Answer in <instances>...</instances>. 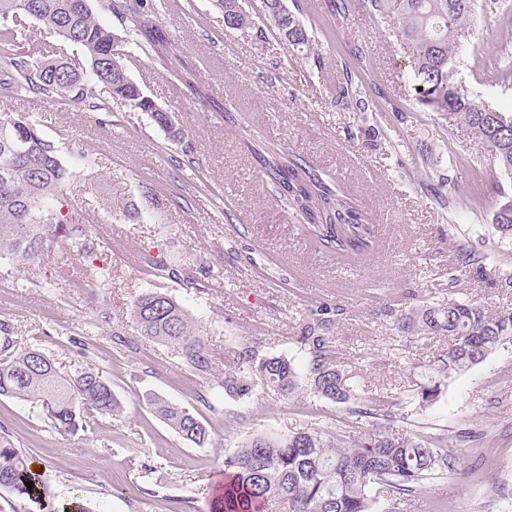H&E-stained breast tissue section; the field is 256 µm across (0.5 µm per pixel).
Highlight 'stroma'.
I'll return each mask as SVG.
<instances>
[{"instance_id": "obj_1", "label": "stroma", "mask_w": 512, "mask_h": 512, "mask_svg": "<svg viewBox=\"0 0 512 512\" xmlns=\"http://www.w3.org/2000/svg\"><path fill=\"white\" fill-rule=\"evenodd\" d=\"M345 2L286 0L311 36V58L269 26L262 0H245L252 26L243 31L227 28L211 0L166 10L168 45L134 51L127 68L171 113L177 140L143 113L97 110L72 92L0 95V115L28 116L54 145L69 172L62 213L87 226L94 265L109 271L70 274L53 252L28 270L1 261L0 330L43 349L61 375L98 371L123 408L63 435L40 404L0 397V436L43 480L30 512H60L75 496L107 512H211L225 455L248 439L371 432L370 419L310 392L280 396L257 373L259 358L298 355L295 340L322 307L342 308L336 350L358 363L371 394L413 389L447 350L444 336L404 343L389 305L405 289L418 304L447 300L458 241L482 249L512 179L495 171L483 140L418 104L395 20ZM459 45L458 87L511 111L501 69L512 62V14L477 7ZM343 75L368 111L334 102L329 89ZM256 145L287 150L343 187L373 222L375 251L340 256L306 232L272 193ZM115 203L134 205L137 219H113ZM159 264L178 278L158 276ZM149 289L199 321L215 358L208 378L140 336L130 309ZM228 372L252 383L249 398L224 392ZM151 393L205 421L210 443L179 437L147 405ZM400 427L447 438L457 457L456 472L428 481L409 512H512V339ZM464 429L472 438L459 439Z\"/></svg>"}]
</instances>
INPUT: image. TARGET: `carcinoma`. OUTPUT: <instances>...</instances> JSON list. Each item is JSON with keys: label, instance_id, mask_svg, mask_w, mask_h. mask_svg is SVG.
Returning a JSON list of instances; mask_svg holds the SVG:
<instances>
[{"label": "carcinoma", "instance_id": "1", "mask_svg": "<svg viewBox=\"0 0 512 512\" xmlns=\"http://www.w3.org/2000/svg\"><path fill=\"white\" fill-rule=\"evenodd\" d=\"M89 0H0V57L9 59L0 70V91L43 95L77 91L81 100L101 106L116 102L148 115L159 127L173 131L172 116L159 111L152 99L127 74L130 38L112 46L117 33L103 25ZM230 4L229 24L251 27L252 18L239 0ZM349 6L371 14L391 15L400 37L413 48L408 68L421 105L467 127L491 148L493 164L512 178V112H501L471 99L454 82L459 54L457 35L472 20L475 0H351ZM264 17L277 33L297 49L312 50L306 28L295 14L283 18L280 0H264ZM155 10L135 12L128 33L149 37L153 46L168 41ZM29 22H37L65 42L83 49L86 63L64 56L47 59L42 46L29 40ZM26 41L25 57L10 56ZM119 50L112 56V49ZM353 96L352 79L332 87V98L345 104ZM272 192L288 209L300 215L309 233L338 253L364 255L375 246L373 225L341 186H332L301 158L253 150ZM68 171L57 151L23 115L0 116V260L20 267L33 266L52 250L68 261L70 249L91 255L93 244L81 225L51 217L50 208L63 196ZM492 230L498 243L512 245V195L500 193ZM494 249L477 252L458 245L456 263L448 267V299L438 305L406 308L389 306L394 329L403 337L434 334L451 339L438 364L421 375L417 392L408 401L421 410L437 402L443 389L459 374L483 362L503 340L512 338V311L492 313L485 306L457 296L467 270L486 274ZM329 309L320 310L302 328L297 344L308 355L299 364L293 357L267 356L257 371L264 384L281 395L301 389L342 404L349 414L372 419L368 435L335 441L329 432H297L286 437L256 436L224 458V483L216 512H403L426 481L455 470L456 456L442 438L425 440L396 429L394 409L400 395L367 396L355 382L356 367L336 356ZM131 316L140 335L166 344L181 355L194 372L206 377L213 370L197 321L172 296L158 290L138 295ZM224 391L249 396L250 384L224 374ZM0 396L36 402L52 427L72 434L87 415L112 416L121 410L112 386L89 369L64 378L49 356L34 346L15 348L7 337L0 344ZM153 412L183 439L201 447L211 441L206 424L185 407L158 396H148ZM33 482L28 489L27 482ZM42 479L30 469L27 456L0 440V489L22 504L37 502Z\"/></svg>", "mask_w": 512, "mask_h": 512}]
</instances>
